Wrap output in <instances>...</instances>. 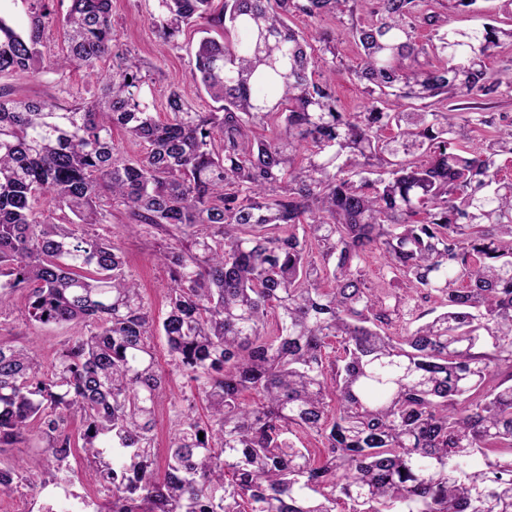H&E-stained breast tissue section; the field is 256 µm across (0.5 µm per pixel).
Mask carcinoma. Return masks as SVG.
<instances>
[{
	"instance_id": "cac0c4a2",
	"label": "carcinoma",
	"mask_w": 512,
	"mask_h": 512,
	"mask_svg": "<svg viewBox=\"0 0 512 512\" xmlns=\"http://www.w3.org/2000/svg\"><path fill=\"white\" fill-rule=\"evenodd\" d=\"M24 2V25L0 9V76L44 63L54 0ZM153 2L167 46L222 31L191 68L213 111L173 86L157 118L140 60L114 43L112 0H70L60 20L57 66L97 74L93 100L0 88V308L22 293L30 321L85 328L47 379L36 350L0 343V449L35 433L62 473L64 413H80L104 512H512V181L498 164L512 119L490 111L512 75L487 65L512 27L457 30L431 0ZM297 14L355 44L362 110L336 99V39L313 46L288 25ZM46 194L72 219L44 215ZM114 205L169 240L160 322L91 230ZM373 251L435 304L399 336L360 270ZM157 333L208 412L176 413L161 480ZM333 339L343 354L328 362ZM40 467L1 468L0 489Z\"/></svg>"
}]
</instances>
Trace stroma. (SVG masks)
<instances>
[{"mask_svg":"<svg viewBox=\"0 0 512 512\" xmlns=\"http://www.w3.org/2000/svg\"><path fill=\"white\" fill-rule=\"evenodd\" d=\"M434 10L447 13L451 27L470 30L481 27L487 17L499 19L503 25L512 24V10L506 9L505 0H480L474 12L454 9L452 0H433ZM152 0H112V25L118 42L135 52L145 63L150 77V88L157 112H164L166 97L171 86H179L195 108L202 112L213 109L214 103L190 79L194 49L201 35L187 29L179 38V49H165L147 21ZM0 87L18 98L44 100L65 105L75 100H91L97 92L96 80L88 71L70 69L64 72L44 68L34 73L14 74L0 78ZM129 218L122 207H113L107 223L96 225L100 235L111 239L123 252L126 269L139 284L144 301L155 319L165 314V297L170 280L156 255L164 237L154 231H132ZM364 271L370 287L382 292H396L400 298L399 314L391 334H399L418 314L427 310L428 302L419 293L406 289L394 280L382 254H370ZM78 332L77 327L65 325H36L24 316L23 303H15L0 311V341L16 346H31L38 350L44 364H51L67 341ZM186 378L173 373L169 376V392L157 411L156 445L165 450L172 436L171 424L182 397L189 393ZM51 474L34 478L27 486L0 492V512H43L47 503L41 494L42 485L51 481Z\"/></svg>","mask_w":512,"mask_h":512,"instance_id":"stroma-1","label":"stroma"}]
</instances>
